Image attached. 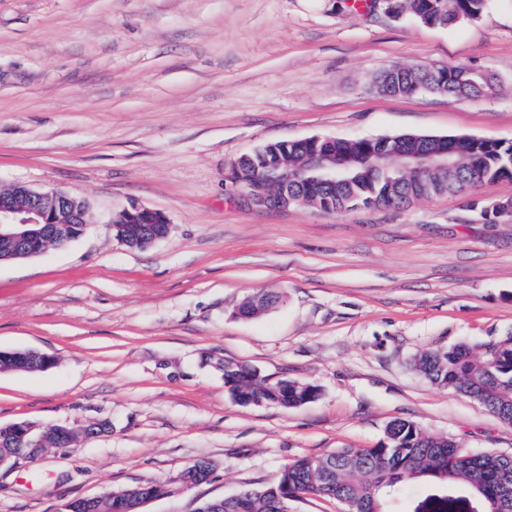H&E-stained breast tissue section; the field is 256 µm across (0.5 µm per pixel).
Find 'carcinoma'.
<instances>
[{"label":"carcinoma","mask_w":512,"mask_h":512,"mask_svg":"<svg viewBox=\"0 0 512 512\" xmlns=\"http://www.w3.org/2000/svg\"><path fill=\"white\" fill-rule=\"evenodd\" d=\"M488 0H394L392 17L411 16L427 26H451L478 18ZM464 66L432 67L397 64L374 79L378 91L392 96L442 94L450 99L476 98L495 90L474 76L475 84L459 87ZM443 137L405 133L373 140L338 139L268 142L247 154L244 167L252 169L267 159L288 155L291 169L313 149L341 153H366L386 144L407 153L418 144L432 149ZM455 147L457 166L448 172L429 173L421 179L408 177L394 167L385 174L359 169L348 184H308L297 179L288 205H313L341 212L343 207L373 206L383 202L399 208L420 199L468 193L485 184L512 181V143L460 135L448 137ZM281 301L273 294H258L242 304L245 317L271 309ZM414 366L430 383L450 387L488 408L500 420L512 424V331L480 345L459 343L445 350H426ZM224 383L232 398L243 406L263 401L283 408H297L313 401L317 386L290 380L270 382L247 364L231 362L224 369ZM512 487V457L491 453L474 454L450 437L427 433L416 424L394 420L385 428V442L376 448H341L322 457H306L286 464L279 480L260 489H245L218 503L209 500L198 512H278L280 502L301 494L341 503L344 512H389L387 504L402 487L426 483L450 488L452 495L429 494L412 512H512V498L501 494L503 483ZM127 490L120 489L101 499L95 512H123Z\"/></svg>","instance_id":"carcinoma-1"}]
</instances>
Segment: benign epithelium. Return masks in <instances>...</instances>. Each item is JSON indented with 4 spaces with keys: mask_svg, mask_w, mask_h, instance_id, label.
Returning a JSON list of instances; mask_svg holds the SVG:
<instances>
[{
    "mask_svg": "<svg viewBox=\"0 0 512 512\" xmlns=\"http://www.w3.org/2000/svg\"><path fill=\"white\" fill-rule=\"evenodd\" d=\"M307 166L322 170V177L334 183L345 176L342 164L334 155L317 153L305 156ZM230 179L243 190V196L258 208L280 209L288 204V173L279 162L267 161L260 172L245 173L240 164L233 166ZM88 204L80 195L63 188L34 189L25 184L11 187V193H0V262L5 258L28 257L45 251L44 237L53 230L59 239H67V225L86 223ZM118 239L126 237L130 224H158L160 228L147 233L154 243L169 234L170 224L166 217L148 208H132L115 214L110 219ZM0 432L19 440L26 448L23 457L34 459L45 448V437L35 432L29 423H14L0 426ZM193 482L179 475L175 486H164L156 491L144 493L136 490L132 505L125 512H141L149 501L170 496L176 490L186 489ZM97 498H77L60 505L61 512H91Z\"/></svg>",
    "mask_w": 512,
    "mask_h": 512,
    "instance_id": "7a95c632",
    "label": "benign epithelium"
}]
</instances>
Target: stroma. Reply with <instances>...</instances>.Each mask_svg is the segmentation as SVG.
Wrapping results in <instances>:
<instances>
[{
	"mask_svg": "<svg viewBox=\"0 0 512 512\" xmlns=\"http://www.w3.org/2000/svg\"><path fill=\"white\" fill-rule=\"evenodd\" d=\"M408 63L479 69L498 90L374 88ZM402 133L512 142V0L447 28L349 0H0V190L63 187L90 206L66 247L0 263V350L56 359L0 372V425H110L0 469V512H57L205 460L207 481L145 507L196 512L289 461L378 447L393 420L512 455V424L413 366L512 330V217L471 206L512 181L339 214L257 209L230 180L267 142ZM133 206L162 212L168 237L119 243L108 218ZM260 293L284 302L237 317ZM222 361L320 395L239 405Z\"/></svg>",
	"mask_w": 512,
	"mask_h": 512,
	"instance_id": "stroma-1",
	"label": "stroma"
}]
</instances>
